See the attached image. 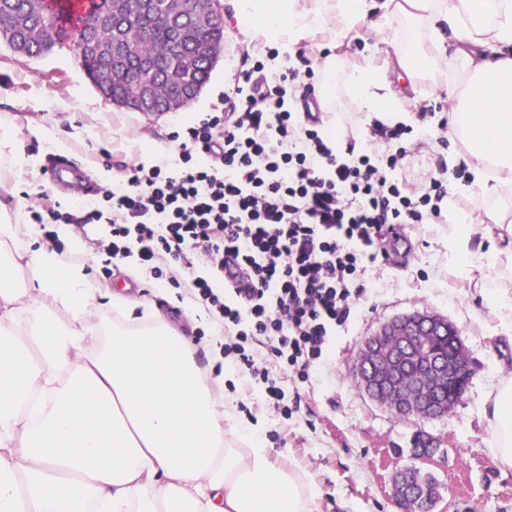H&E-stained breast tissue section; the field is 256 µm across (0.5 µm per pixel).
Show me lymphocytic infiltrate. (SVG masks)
Returning <instances> with one entry per match:
<instances>
[{
  "mask_svg": "<svg viewBox=\"0 0 512 512\" xmlns=\"http://www.w3.org/2000/svg\"><path fill=\"white\" fill-rule=\"evenodd\" d=\"M263 62L234 76L221 107L173 138L177 159L127 168L105 195L113 259L133 257L153 279L190 290L224 329V364L291 416L282 375L306 382L337 326L365 291L381 242L403 224L448 221V182L397 178L411 126H379L385 153L333 149L321 124L301 123L290 87L311 76L304 54L268 83ZM86 234L99 210H62L48 194L30 210ZM264 340V352L253 345Z\"/></svg>",
  "mask_w": 512,
  "mask_h": 512,
  "instance_id": "lymphocytic-infiltrate-1",
  "label": "lymphocytic infiltrate"
}]
</instances>
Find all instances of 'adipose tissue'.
I'll return each mask as SVG.
<instances>
[{
	"instance_id": "1",
	"label": "adipose tissue",
	"mask_w": 512,
	"mask_h": 512,
	"mask_svg": "<svg viewBox=\"0 0 512 512\" xmlns=\"http://www.w3.org/2000/svg\"><path fill=\"white\" fill-rule=\"evenodd\" d=\"M425 36L399 52L397 80L355 65L346 85L364 127L403 119L424 73L454 64L449 123L464 143L475 197L449 215L448 261L482 277L512 275V0H405ZM376 0H224V19L264 44L295 49L317 33L332 47L365 27ZM477 224L499 235L475 239ZM111 308L119 322L92 328ZM68 315L58 322L55 311ZM222 379L198 345L148 297L100 288L44 248L0 244V512H319L295 462L274 459L260 429H241ZM489 448L512 468V378L490 396Z\"/></svg>"
}]
</instances>
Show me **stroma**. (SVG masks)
I'll return each instance as SVG.
<instances>
[{
  "mask_svg": "<svg viewBox=\"0 0 512 512\" xmlns=\"http://www.w3.org/2000/svg\"><path fill=\"white\" fill-rule=\"evenodd\" d=\"M287 54L283 48L276 59H269L260 39L226 26L224 51L197 101L184 111L154 117L105 101L91 85L71 43L36 59L0 45V115L8 114L19 152L31 158L23 165L9 158L0 164V177L13 189L8 203L19 216L18 224L11 227L15 249L22 252L30 245V195L48 193L66 209L84 201L81 187L60 188L45 180L53 158L70 157L93 187L94 200H102L104 189L124 181L126 166L148 165L158 157L174 155L173 132L210 111L237 70L252 67L259 59L272 79L286 65ZM332 109L337 123L357 145L385 151V143L368 137L359 124L345 82L336 84ZM461 149V141L453 135L444 147H415L398 174L424 184L445 166L449 154ZM40 230L42 244L64 261L85 268L101 287L111 286L120 276L119 265H107L99 248L100 239L109 235L108 223L94 224L77 248L60 238L57 224H42ZM447 237L444 224H406L398 238L385 239L390 259L368 268L366 292L348 321L337 328L328 362L307 382L284 380L287 398L300 400L291 419L269 408L258 388L238 372H224V397L236 406L238 420L261 427L274 458L301 464L320 490L321 512H398L393 477L412 464L410 448L420 432L441 442L434 462L424 469L437 478L449 512H512V469L501 468L490 452L485 406L486 395L512 375V343L495 335L496 320L481 293L484 280L449 266ZM130 291L155 296L160 312L199 345L215 341L220 334L186 289L157 291L154 279L146 275ZM423 310L459 328L473 376L462 403L448 415L418 421L400 418L373 402L358 388L352 367L366 337L395 317Z\"/></svg>",
  "mask_w": 512,
  "mask_h": 512,
  "instance_id": "35a3bbf8",
  "label": "stroma"
}]
</instances>
